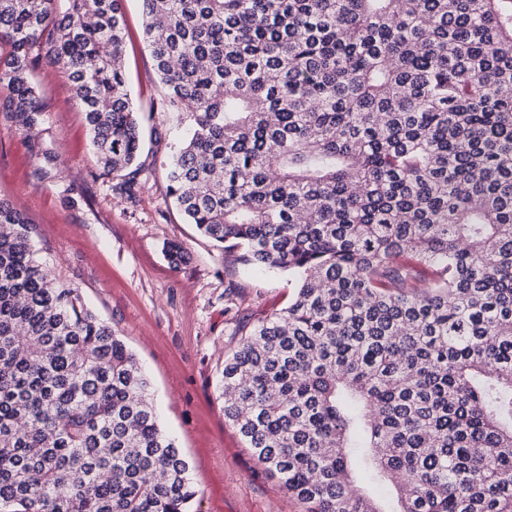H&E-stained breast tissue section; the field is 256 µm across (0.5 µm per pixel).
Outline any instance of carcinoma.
I'll return each mask as SVG.
<instances>
[{
	"label": "carcinoma",
	"instance_id": "obj_1",
	"mask_svg": "<svg viewBox=\"0 0 512 512\" xmlns=\"http://www.w3.org/2000/svg\"><path fill=\"white\" fill-rule=\"evenodd\" d=\"M168 192L292 276L224 358V417L302 512H512V0H141ZM123 0H0V110L62 73L133 192ZM0 198V512H192L135 353Z\"/></svg>",
	"mask_w": 512,
	"mask_h": 512
}]
</instances>
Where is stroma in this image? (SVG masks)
<instances>
[{"label": "stroma", "instance_id": "obj_1", "mask_svg": "<svg viewBox=\"0 0 512 512\" xmlns=\"http://www.w3.org/2000/svg\"><path fill=\"white\" fill-rule=\"evenodd\" d=\"M127 86L149 137L134 192L103 176L68 80L40 71L46 110L37 133L0 111V197L35 224L53 277L81 289L150 380L162 425L186 454L199 490L194 512H302L259 469L224 418V358L260 318L287 306L288 274L247 270L184 223L167 193L187 113L161 107L143 38L140 0H125ZM186 260L172 265L169 244Z\"/></svg>", "mask_w": 512, "mask_h": 512}]
</instances>
